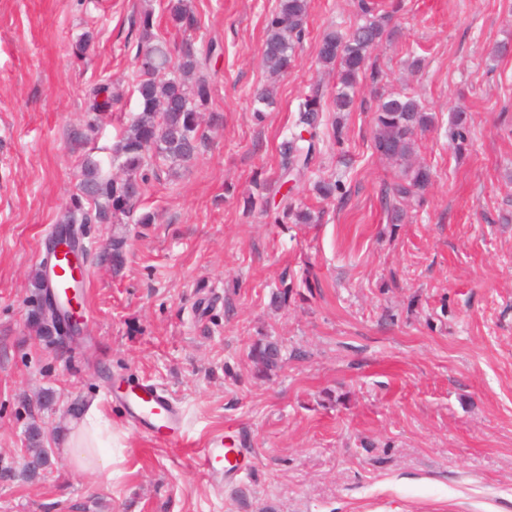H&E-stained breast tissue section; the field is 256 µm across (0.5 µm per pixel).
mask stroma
<instances>
[{"label":"stroma","instance_id":"obj_1","mask_svg":"<svg viewBox=\"0 0 512 512\" xmlns=\"http://www.w3.org/2000/svg\"><path fill=\"white\" fill-rule=\"evenodd\" d=\"M165 0H0V512H512V0H402L359 82L293 181L313 224L278 222V146L312 90L329 25L357 20V0H310L294 67L263 122L251 99L276 0H191L197 45L219 43L198 157L147 183L153 224H87L85 343L42 335L44 254L91 156L109 163L139 110L134 24L175 38ZM88 61L75 59L83 33ZM422 59L407 69L408 49ZM119 82L112 111L85 92ZM409 89L436 116L417 138L433 169L421 208L393 224L381 202L393 168L371 149L377 97ZM470 113L456 155L452 112ZM340 180L330 199L317 181ZM257 195V205L244 201ZM125 262L113 269V237ZM285 304L271 302L281 281ZM277 343L261 375L255 344ZM138 379L184 415L179 443L153 439L106 392ZM111 418L113 476L71 468L59 429L88 401ZM223 436L242 449L237 480L217 484L199 454ZM43 448L47 462L23 460Z\"/></svg>","mask_w":512,"mask_h":512}]
</instances>
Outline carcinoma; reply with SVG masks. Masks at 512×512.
<instances>
[{
  "label": "carcinoma",
  "mask_w": 512,
  "mask_h": 512,
  "mask_svg": "<svg viewBox=\"0 0 512 512\" xmlns=\"http://www.w3.org/2000/svg\"><path fill=\"white\" fill-rule=\"evenodd\" d=\"M309 0H277L266 25L262 62L272 77L284 75L295 62L297 46L306 30ZM164 12L168 24L187 33L197 24L189 0H166ZM394 11L374 0H359V22L349 28L340 25L324 30L319 39L317 63L327 69H339V82L332 95L333 111L351 110L356 88L368 67L373 51L382 42ZM141 31L135 73V92L139 112L123 129L112 148V166L117 174L104 172L102 162L86 158L82 164L79 187L82 195L60 219L62 224H123L133 217L137 224H153V212L137 213L147 184L148 172L168 169L173 174L195 160L204 145L201 118L208 109L212 80L204 70L221 48L212 43L204 49L172 50L169 43L153 33L154 14L146 11L135 21ZM119 94L108 83H96L85 94L86 111L96 115L112 111ZM273 92L264 89L254 95L253 113L258 122L274 104ZM325 111L322 97L307 95L298 104V117L279 145L280 185L306 169L319 145L317 129L320 113ZM435 116L417 95L401 91L381 97L375 107L371 145L373 152L395 170L392 183L384 190V204L390 221L397 223L407 207L421 205L431 184L433 170L416 162V137L431 128ZM470 115L464 109L452 112L450 137L460 154L468 145ZM137 183V193L129 191V181ZM284 215H292L299 224H312L317 217L295 208L283 196ZM250 358L261 371L278 367L280 359L274 343L258 344Z\"/></svg>",
  "instance_id": "obj_1"
}]
</instances>
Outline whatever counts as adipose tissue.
Wrapping results in <instances>:
<instances>
[{
	"label": "adipose tissue",
	"instance_id": "adipose-tissue-1",
	"mask_svg": "<svg viewBox=\"0 0 512 512\" xmlns=\"http://www.w3.org/2000/svg\"><path fill=\"white\" fill-rule=\"evenodd\" d=\"M57 444L77 470L111 474L117 445L112 435V424L97 405H89L83 410L79 424H66L58 435Z\"/></svg>",
	"mask_w": 512,
	"mask_h": 512
}]
</instances>
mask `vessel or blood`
I'll list each match as a JSON object with an SVG mask.
<instances>
[{
  "mask_svg": "<svg viewBox=\"0 0 512 512\" xmlns=\"http://www.w3.org/2000/svg\"><path fill=\"white\" fill-rule=\"evenodd\" d=\"M75 281L74 270L68 258L53 257L49 288L52 294L64 295ZM122 401L127 413L142 424L148 432L170 437L172 430L183 427V414L173 398L153 385H141L139 391L128 392ZM239 449L224 445L223 437L213 438L201 454L203 470L215 481L236 474L239 469Z\"/></svg>",
  "mask_w": 512,
  "mask_h": 512,
  "instance_id": "1",
  "label": "vessel or blood"
}]
</instances>
